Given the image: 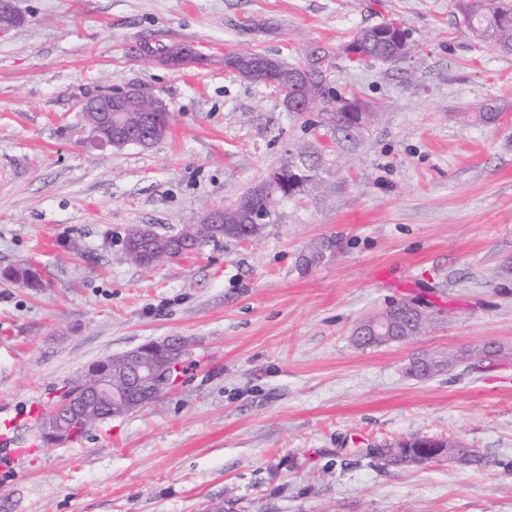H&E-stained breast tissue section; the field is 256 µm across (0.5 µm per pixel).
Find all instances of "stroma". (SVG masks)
<instances>
[{
	"mask_svg": "<svg viewBox=\"0 0 512 512\" xmlns=\"http://www.w3.org/2000/svg\"><path fill=\"white\" fill-rule=\"evenodd\" d=\"M0 35V410L52 406L88 365L168 336L188 342L158 402L43 446L0 450V512H512V54L468 34L451 0H16ZM397 21L416 53L361 66L362 27ZM158 37L206 55L179 71L130 52ZM336 52L331 86L378 118L337 148L318 111L225 71L251 50L291 62ZM147 86L171 114L153 147L93 144L80 112ZM495 110L497 121L483 115ZM305 141L332 160L317 190L281 200L261 237L209 241L145 271L129 228L178 231L235 201ZM324 246L323 259L299 257ZM436 318L362 348L393 301ZM447 360L415 378L417 357ZM482 462L385 466L368 449L412 437Z\"/></svg>",
	"mask_w": 512,
	"mask_h": 512,
	"instance_id": "35a3bbf8",
	"label": "stroma"
}]
</instances>
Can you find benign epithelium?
I'll list each match as a JSON object with an SVG mask.
<instances>
[{
    "instance_id": "7a95c632",
    "label": "benign epithelium",
    "mask_w": 512,
    "mask_h": 512,
    "mask_svg": "<svg viewBox=\"0 0 512 512\" xmlns=\"http://www.w3.org/2000/svg\"><path fill=\"white\" fill-rule=\"evenodd\" d=\"M134 52L143 57L156 59L166 66H172L168 49L153 41H141ZM143 90L139 86L126 85L120 91H107L91 97L81 104L80 112L91 133L92 141L103 147L122 149L128 145L150 147L167 133V126L156 122L155 114L167 111L165 102L153 97L149 108L140 107ZM287 182L286 172L279 168L251 189V192L266 190ZM200 224H212L215 233L224 235L225 213L212 209L205 213ZM156 231L149 224L131 228L127 241L134 248L153 245ZM369 336L378 344L391 341L389 326L376 319L368 324ZM186 354L179 339L168 337L150 341L122 355L121 385L112 388V363L107 362L92 373V380L85 386L70 390L59 401L51 414L41 422V439L47 445H58L69 438L70 422L76 417L88 415L94 407H108L112 417H123L146 406L162 389L171 385L168 375L170 365L183 360ZM433 460H453L461 465L472 451L466 448L431 449Z\"/></svg>"
}]
</instances>
